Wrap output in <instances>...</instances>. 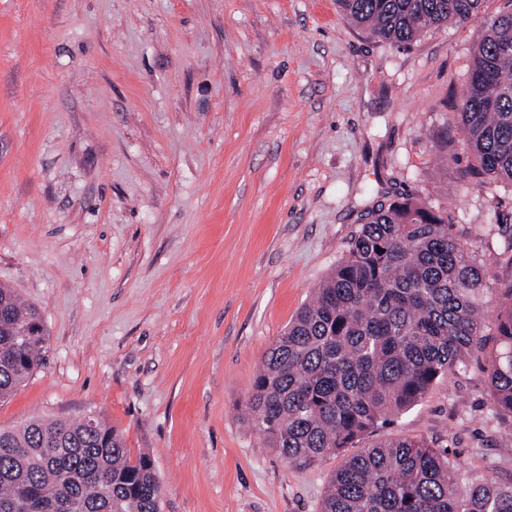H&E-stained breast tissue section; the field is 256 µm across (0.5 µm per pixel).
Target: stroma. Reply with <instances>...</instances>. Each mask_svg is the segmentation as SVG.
<instances>
[{
    "mask_svg": "<svg viewBox=\"0 0 512 512\" xmlns=\"http://www.w3.org/2000/svg\"><path fill=\"white\" fill-rule=\"evenodd\" d=\"M506 5L404 49L336 0H0V285L48 337L0 428L98 415L154 460L160 512H320L388 437L511 484L487 359L512 182L480 185L457 128ZM407 194L484 261L483 346L353 448L285 461L245 416L254 377L366 212Z\"/></svg>",
    "mask_w": 512,
    "mask_h": 512,
    "instance_id": "stroma-1",
    "label": "stroma"
}]
</instances>
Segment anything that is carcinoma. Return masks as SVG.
<instances>
[{
  "label": "carcinoma",
  "instance_id": "cac0c4a2",
  "mask_svg": "<svg viewBox=\"0 0 512 512\" xmlns=\"http://www.w3.org/2000/svg\"><path fill=\"white\" fill-rule=\"evenodd\" d=\"M354 26L394 47L480 14L482 0H337ZM477 177L512 181V9L487 24L457 112ZM484 264L448 217L413 196L365 216L348 255L264 356L246 410L284 460L322 459L468 369L483 343ZM500 349L491 411L512 418V256L498 280ZM39 310L0 286V402L40 365L46 330L16 336ZM0 429V512H160L148 454L94 418ZM321 512H512V484L480 478L421 440H380L334 472Z\"/></svg>",
  "mask_w": 512,
  "mask_h": 512
}]
</instances>
